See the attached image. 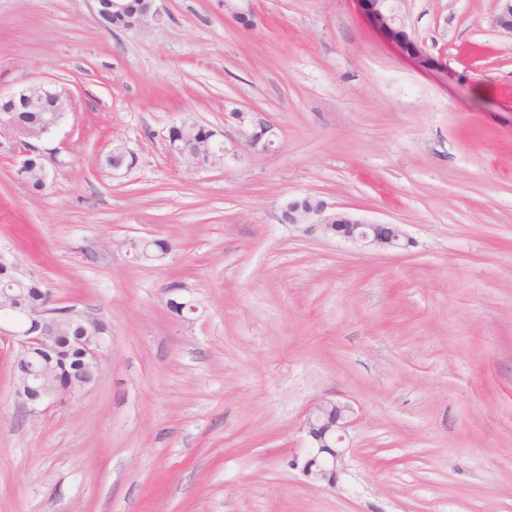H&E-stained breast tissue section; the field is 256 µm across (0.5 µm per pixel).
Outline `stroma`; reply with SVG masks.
Listing matches in <instances>:
<instances>
[{"label":"stroma","mask_w":512,"mask_h":512,"mask_svg":"<svg viewBox=\"0 0 512 512\" xmlns=\"http://www.w3.org/2000/svg\"><path fill=\"white\" fill-rule=\"evenodd\" d=\"M0 0V88L74 95L33 189L0 154V244L112 331L96 384L30 412L0 340V512H512V36L494 0H402L407 55L359 0ZM274 151L196 169L184 118ZM121 151L120 166L108 162ZM313 195L400 225L386 249L283 223ZM164 239L134 259L131 239ZM179 280L198 309L177 316ZM349 403L310 483L305 415ZM233 119L238 126L239 134L251 148L268 151L273 145L274 136L271 125L257 116L256 112L238 110ZM178 124L179 123L173 124L170 127V132H173V135L170 134V136H168L169 149L176 158H184L187 160L184 149L178 144L184 139L183 129L178 126ZM206 140L207 137L202 136L201 131L197 132V130H192L183 140L182 145L186 147L187 150L195 151L198 144ZM128 245L130 250L135 253L137 257L143 258L144 260H153L154 255L163 254L169 251V244L164 240L158 239L155 241L149 240L148 242H142L139 239H131L128 241ZM164 255L157 258H164ZM353 408L335 400H320L307 412L304 427L312 440L302 472L311 483L334 485L346 463L342 433L352 422Z\"/></svg>","instance_id":"stroma-1"}]
</instances>
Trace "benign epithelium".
Here are the masks:
<instances>
[{
    "label": "benign epithelium",
    "instance_id": "7a95c632",
    "mask_svg": "<svg viewBox=\"0 0 512 512\" xmlns=\"http://www.w3.org/2000/svg\"><path fill=\"white\" fill-rule=\"evenodd\" d=\"M100 23L114 15L129 13L128 0H95ZM156 0H138L135 15L138 24L131 30L138 31L160 19L155 5ZM363 10L373 25L387 37L396 41L405 52L415 56L420 53L418 45L408 36L400 37L403 30L399 25L390 0H360ZM496 10L492 15V24L500 32L512 36V0H495ZM73 95L68 90H59L51 82L34 84L25 88L4 92L0 90V101L10 104V110L33 112L47 102L53 103L52 111L65 113L72 103ZM239 134L251 148L270 150L274 136L271 125L260 119L255 112L239 111L233 116ZM168 136L169 149L177 158L185 157L179 142L184 139L183 129L174 124ZM43 134L32 136L20 129L9 119L8 113L0 114V151L11 155L18 176L26 177V163L35 154H43ZM281 221L304 226V231L315 232L330 238L352 242H363L387 249L403 247L405 234L398 224H379L358 218L346 211H340L323 199L314 204L303 206L298 202L288 203V209L282 210ZM0 271L8 274L11 282L24 283L34 278V273L26 267L6 247L0 246ZM0 311L19 313L29 326H22L11 319L0 321V338L15 345L25 355H35L38 363L29 359H16L17 383L16 395L36 411L42 405L53 406L65 402L95 384L101 358L104 356L109 337L99 332L101 323L93 314L76 306L53 307L37 314L12 301L9 294L0 298ZM77 319L85 323V334L75 336L68 345L80 351L79 362L71 370L69 382L65 386L48 387L42 380L41 367L52 361L53 344L59 339V322ZM353 408L335 400H320L307 412L304 427L312 440L309 456L304 460L302 472L312 483L335 484L338 473L346 463L347 450L341 447L343 433L352 422Z\"/></svg>",
    "mask_w": 512,
    "mask_h": 512
}]
</instances>
